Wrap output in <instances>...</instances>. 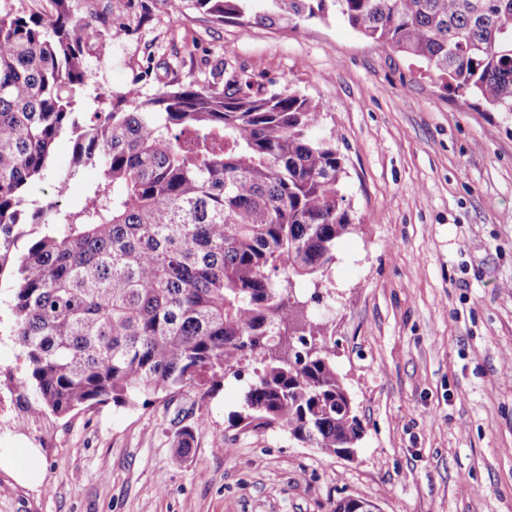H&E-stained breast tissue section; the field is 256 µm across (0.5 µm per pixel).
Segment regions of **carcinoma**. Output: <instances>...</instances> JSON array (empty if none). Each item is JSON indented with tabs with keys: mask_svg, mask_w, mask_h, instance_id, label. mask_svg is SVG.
<instances>
[{
	"mask_svg": "<svg viewBox=\"0 0 512 512\" xmlns=\"http://www.w3.org/2000/svg\"><path fill=\"white\" fill-rule=\"evenodd\" d=\"M48 2L0 13V260L19 225L46 226L14 270L23 390L64 417L185 387L208 396L250 368L229 426L276 427L327 457L357 447L327 325L296 291L325 275L351 225L335 141L313 136L319 106L231 77L128 90L84 125V49L104 59L122 30ZM194 2L222 22L246 0ZM332 9L440 89L512 112V0H269L254 18L297 29ZM65 134L63 174L52 147ZM80 167L97 171L81 200L30 206L35 182ZM193 442L177 431V454Z\"/></svg>",
	"mask_w": 512,
	"mask_h": 512,
	"instance_id": "cac0c4a2",
	"label": "carcinoma"
}]
</instances>
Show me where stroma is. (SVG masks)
<instances>
[{"instance_id": "1", "label": "stroma", "mask_w": 512, "mask_h": 512, "mask_svg": "<svg viewBox=\"0 0 512 512\" xmlns=\"http://www.w3.org/2000/svg\"><path fill=\"white\" fill-rule=\"evenodd\" d=\"M217 22L193 0H73L123 29L88 51L79 111L114 94L205 85L227 74L321 107L315 136L342 157L351 230L304 294L327 322L364 436L327 457L276 428H232L244 381L147 405L31 414L12 335L14 268L0 271V448L25 437L43 484L0 469V512H329L344 497L380 512H512V112L443 92L407 57L336 13L298 29ZM195 430L178 457L176 429Z\"/></svg>"}]
</instances>
